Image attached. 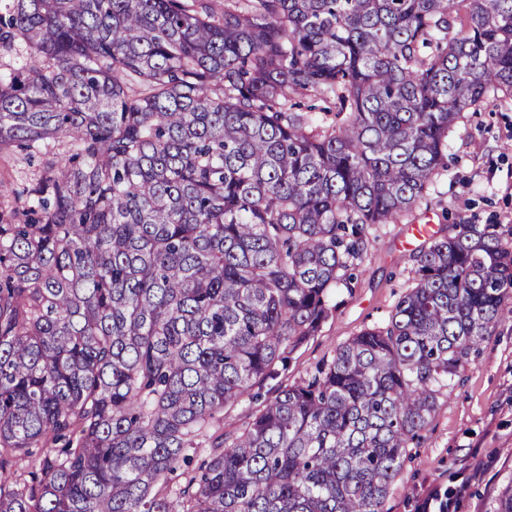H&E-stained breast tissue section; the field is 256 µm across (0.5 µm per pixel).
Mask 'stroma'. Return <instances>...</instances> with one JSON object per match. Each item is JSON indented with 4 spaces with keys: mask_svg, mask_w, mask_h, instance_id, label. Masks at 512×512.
<instances>
[{
    "mask_svg": "<svg viewBox=\"0 0 512 512\" xmlns=\"http://www.w3.org/2000/svg\"><path fill=\"white\" fill-rule=\"evenodd\" d=\"M432 222L438 235L462 223L495 224L512 232V100L487 102L466 113L448 140V173L394 224L370 230V246L352 287L333 289L329 314L316 336L295 350L278 380L254 385L220 415L218 425L241 432L255 411L275 396L278 384L307 377L338 346L387 320L407 285L412 248L408 227ZM512 481V314L440 397L437 412L391 486L384 512H421L433 492H456L448 512H494L501 489Z\"/></svg>",
    "mask_w": 512,
    "mask_h": 512,
    "instance_id": "35a3bbf8",
    "label": "stroma"
}]
</instances>
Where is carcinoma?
<instances>
[{
  "instance_id": "obj_1",
  "label": "carcinoma",
  "mask_w": 512,
  "mask_h": 512,
  "mask_svg": "<svg viewBox=\"0 0 512 512\" xmlns=\"http://www.w3.org/2000/svg\"><path fill=\"white\" fill-rule=\"evenodd\" d=\"M5 58L0 154L47 162L0 181V512H383L512 301L495 225L429 236L385 324L214 423L512 97V0H10ZM298 99L301 100L303 102V104H305V106H307V105H315L316 106V109L313 111L307 110L306 107H302L303 108L302 110H295L299 114H302L305 117H313L318 120L323 119L324 121H327L328 123L334 119L333 112L326 113L325 111H323L324 108L333 107L332 99L327 98V101H326L325 98H322L320 96L315 97L313 95L312 96H310V95L301 96V97H298ZM324 110H328V109H324ZM191 458H193V465L189 468L182 465L177 471H175L172 475L169 476L168 481V490L174 492L180 485L184 484V482L193 475L192 469L195 467V464L200 463L202 460L207 459V456L210 453L209 448H190L186 452Z\"/></svg>"
}]
</instances>
